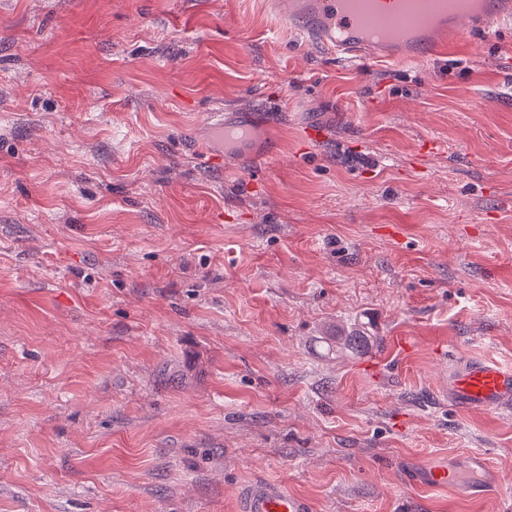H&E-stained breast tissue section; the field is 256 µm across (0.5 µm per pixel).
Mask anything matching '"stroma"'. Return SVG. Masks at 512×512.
<instances>
[{"mask_svg":"<svg viewBox=\"0 0 512 512\" xmlns=\"http://www.w3.org/2000/svg\"><path fill=\"white\" fill-rule=\"evenodd\" d=\"M472 357L512 365V25L353 62L264 0H0V512H512ZM475 452L488 495L403 483ZM247 135V131L239 128L235 123H230L224 117L223 112H213L209 121L201 128L199 140L205 148H209L211 138L217 136L221 139L236 140ZM311 502L283 490L257 488L246 498L240 512H312Z\"/></svg>","mask_w":512,"mask_h":512,"instance_id":"35a3bbf8","label":"stroma"}]
</instances>
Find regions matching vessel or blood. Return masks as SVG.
<instances>
[{
  "instance_id": "obj_1",
  "label": "vessel or blood",
  "mask_w": 512,
  "mask_h": 512,
  "mask_svg": "<svg viewBox=\"0 0 512 512\" xmlns=\"http://www.w3.org/2000/svg\"><path fill=\"white\" fill-rule=\"evenodd\" d=\"M289 19L299 20L302 39L313 40L341 57L403 63L436 58L453 41L490 32L494 22L512 21V0H482L469 9L465 0H290ZM244 129L211 113L199 140H236ZM457 407L497 413L512 408V367L472 359L450 368L445 384ZM467 472L445 462L405 473L412 489L443 486L462 497L493 490L499 474L479 453L470 454ZM242 512H312L311 502L283 490L258 488L246 498Z\"/></svg>"
}]
</instances>
